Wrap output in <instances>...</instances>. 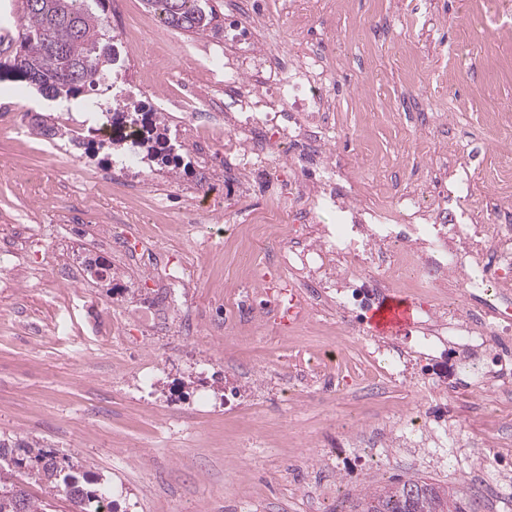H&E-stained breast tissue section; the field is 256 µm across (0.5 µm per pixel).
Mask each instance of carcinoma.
<instances>
[{"instance_id": "1", "label": "carcinoma", "mask_w": 512, "mask_h": 512, "mask_svg": "<svg viewBox=\"0 0 512 512\" xmlns=\"http://www.w3.org/2000/svg\"><path fill=\"white\" fill-rule=\"evenodd\" d=\"M106 0H16L18 46L0 62L20 80L54 100L93 103L112 57L101 47L109 37ZM165 26L203 35L219 28L210 0H144ZM45 482L70 512H104L107 486L78 471L37 441L12 445L0 439V512H47L24 483ZM359 512H468L464 498L426 480L408 479L361 493Z\"/></svg>"}]
</instances>
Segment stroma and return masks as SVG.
I'll list each match as a JSON object with an SVG mask.
<instances>
[{"label":"stroma","mask_w":512,"mask_h":512,"mask_svg":"<svg viewBox=\"0 0 512 512\" xmlns=\"http://www.w3.org/2000/svg\"><path fill=\"white\" fill-rule=\"evenodd\" d=\"M213 0L216 32L192 35L151 25L143 0H107L109 18L152 46L144 60L160 76L154 93H177L198 77L195 49L223 42L238 23L264 21L273 47L322 57L334 72L338 140L329 144L370 198L388 203L407 186L431 191L430 170L447 141L476 144L474 191L499 189L496 174L512 153V128L497 130L487 113L512 105V0H307L308 21L287 14L283 0H239L229 17ZM467 113L441 118L457 103ZM434 119L420 124L418 106ZM41 170L38 182L22 179ZM206 187L222 215L193 219L187 199ZM103 216L118 228L111 251L94 249L93 224L53 223V212L92 195L84 166L23 146L0 131V249L16 229L37 224L14 270L0 273V438L39 440L100 478L114 512H351L360 491L422 477L456 490L476 512H512V490L492 484L512 447V415L477 409L472 399L446 401L429 391L377 389L374 379L340 395L290 384L291 346L326 347L322 327L281 321L243 335L224 313L219 286L245 279L251 260L271 263L291 223L287 205L265 179L252 195L233 193L229 177L199 182L196 164L156 171L152 186L116 178ZM155 209L148 224L124 221L127 208ZM264 207L279 218L255 257L224 244L222 232L240 211ZM202 229L184 236L181 225ZM153 237L179 255L184 281L168 316L159 291L161 263L152 254L118 261L124 237ZM98 297L121 339L95 335L86 300ZM292 387L296 404L281 395ZM464 413L474 442L466 472L423 468L380 448L342 477L319 468L347 426L381 425L396 405Z\"/></svg>","instance_id":"stroma-1"}]
</instances>
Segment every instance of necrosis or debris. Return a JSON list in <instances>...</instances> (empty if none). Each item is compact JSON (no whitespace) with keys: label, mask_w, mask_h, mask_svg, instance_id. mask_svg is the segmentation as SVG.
Masks as SVG:
<instances>
[{"label":"necrosis or debris","mask_w":512,"mask_h":512,"mask_svg":"<svg viewBox=\"0 0 512 512\" xmlns=\"http://www.w3.org/2000/svg\"><path fill=\"white\" fill-rule=\"evenodd\" d=\"M132 50L122 41L112 64V98L88 109L79 101L56 106L55 115L29 113L9 130L36 136L40 145L65 151L70 140H93L112 149L113 167L149 179L146 132L138 122L147 108L158 123L179 111L198 121L205 110L193 98L173 101L154 95L131 70ZM203 70L224 88V122L231 126L232 169L240 189L253 176L277 171V193L306 199L297 220L301 235L291 236L278 255L281 274L265 267L248 273L252 289L227 283L224 303L240 322L251 324L263 298L273 301L276 319L306 320L319 302L339 316L362 319L381 293L399 287L409 271L421 275L416 290L429 294L412 324L409 345L333 327L323 351L299 350L291 368L302 379L343 391L360 382L359 373L342 370L337 356L358 346L372 373L395 386L423 383L438 390L433 362L449 354L444 384L452 397H490L512 391V225L480 224L468 203L473 195L467 160H460L447 194L401 192L391 211L362 202L351 173L327 154L335 129L325 119L329 70L320 57L293 61L287 52L261 46L253 26L236 29L230 47L203 55ZM276 131L273 146H258L256 134ZM335 212L332 224H317L319 211ZM399 447L411 448L432 467L463 465L472 446L460 427L429 421L420 409L398 410L392 426Z\"/></svg>","instance_id":"obj_1"}]
</instances>
